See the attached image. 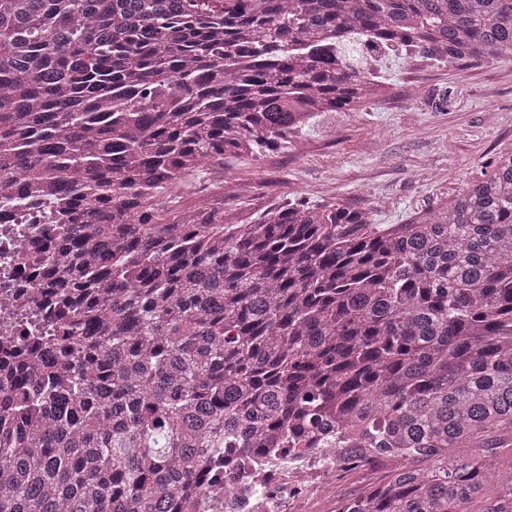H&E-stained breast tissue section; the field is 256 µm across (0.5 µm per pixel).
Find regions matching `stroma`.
Wrapping results in <instances>:
<instances>
[{"label": "stroma", "mask_w": 512, "mask_h": 512, "mask_svg": "<svg viewBox=\"0 0 512 512\" xmlns=\"http://www.w3.org/2000/svg\"><path fill=\"white\" fill-rule=\"evenodd\" d=\"M382 95L357 112H327L276 151L226 159L234 182L224 221L252 224L289 199L370 210L374 223L449 200L512 147V58L448 67L408 55L380 60ZM398 463L344 467L329 482L336 501L369 495Z\"/></svg>", "instance_id": "35a3bbf8"}]
</instances>
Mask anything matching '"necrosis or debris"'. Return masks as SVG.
Masks as SVG:
<instances>
[{"label":"necrosis or debris","mask_w":512,"mask_h":512,"mask_svg":"<svg viewBox=\"0 0 512 512\" xmlns=\"http://www.w3.org/2000/svg\"><path fill=\"white\" fill-rule=\"evenodd\" d=\"M57 243V226L46 214L0 210L1 336L20 335L54 316L59 296L47 287L46 270L30 253ZM339 465L333 448L262 450L245 463L230 449L224 454V470L234 475L231 489L219 496L192 492L185 512H306L309 501L322 499Z\"/></svg>","instance_id":"obj_1"}]
</instances>
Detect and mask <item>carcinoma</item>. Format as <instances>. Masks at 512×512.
Instances as JSON below:
<instances>
[{"label": "carcinoma", "instance_id": "obj_1", "mask_svg": "<svg viewBox=\"0 0 512 512\" xmlns=\"http://www.w3.org/2000/svg\"><path fill=\"white\" fill-rule=\"evenodd\" d=\"M403 50L512 57V0H0V207L67 203L42 262L80 290L0 386V512H181L224 449L314 442L429 462L352 512H467L491 473L512 512V149L387 229L176 208L204 164L379 96L362 74Z\"/></svg>", "mask_w": 512, "mask_h": 512}]
</instances>
